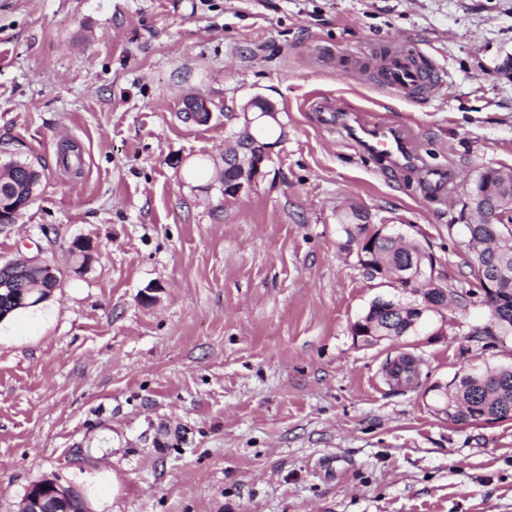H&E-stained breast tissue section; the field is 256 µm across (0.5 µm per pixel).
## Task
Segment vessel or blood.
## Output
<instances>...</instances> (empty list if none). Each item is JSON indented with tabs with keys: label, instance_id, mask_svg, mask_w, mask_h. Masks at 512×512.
Wrapping results in <instances>:
<instances>
[{
	"label": "vessel or blood",
	"instance_id": "b4317fda",
	"mask_svg": "<svg viewBox=\"0 0 512 512\" xmlns=\"http://www.w3.org/2000/svg\"><path fill=\"white\" fill-rule=\"evenodd\" d=\"M377 72L384 85L408 96L427 93L438 85V78L426 65L422 53L412 48H392L381 58ZM366 147L369 152L384 156L401 150L395 137L382 130L372 133Z\"/></svg>",
	"mask_w": 512,
	"mask_h": 512
}]
</instances>
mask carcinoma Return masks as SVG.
Returning a JSON list of instances; mask_svg holds the SVG:
<instances>
[{"label":"carcinoma","instance_id":"cac0c4a2","mask_svg":"<svg viewBox=\"0 0 512 512\" xmlns=\"http://www.w3.org/2000/svg\"><path fill=\"white\" fill-rule=\"evenodd\" d=\"M59 164L66 171L81 172L82 159L74 147L64 150ZM42 182V173L29 162H20L9 158L0 163V203L4 204V213L0 222L10 223L17 212L34 202L37 189ZM479 222L465 225L468 245L474 248L471 271L478 284L495 278L499 267L508 268L509 277L498 282L496 296L489 301L491 315L499 323V334L512 335V212H500L494 231H489L483 215ZM362 213L350 207L343 221L348 242L359 244L374 231V226L361 223ZM425 253L419 244H409L403 240L381 238L376 242L370 263L364 265L368 272L381 265L388 269H399L410 264ZM0 311L10 318L26 310L19 305L20 299L35 304L43 299L47 290L55 286L48 280L43 270L37 266L26 265L14 259L0 264ZM366 321L374 323L377 330L396 341L406 335L408 317L399 315L390 317L382 310L372 307L365 312ZM389 379L396 385L409 386L419 380L420 360L402 353L386 364ZM444 401L448 403L449 419L455 422H494L512 414V367H487L477 374L467 370L454 376L448 382V392Z\"/></svg>","mask_w":512,"mask_h":512}]
</instances>
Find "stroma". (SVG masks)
<instances>
[{
  "label": "stroma",
  "instance_id": "1",
  "mask_svg": "<svg viewBox=\"0 0 512 512\" xmlns=\"http://www.w3.org/2000/svg\"><path fill=\"white\" fill-rule=\"evenodd\" d=\"M397 45L438 89L379 82ZM511 59L512 0H0V147L45 168L0 224V263L64 271L0 322V512L53 476L93 512H512V420L450 421L430 391L512 363L462 231L478 176L512 167ZM256 95L284 136L230 197L193 169ZM193 98L207 123L184 120ZM377 129L408 158L367 151ZM66 142L80 177L57 164ZM352 205L433 253L465 299L447 335L354 342L395 290L348 243ZM401 352L422 361L410 388L383 375Z\"/></svg>",
  "mask_w": 512,
  "mask_h": 512
}]
</instances>
